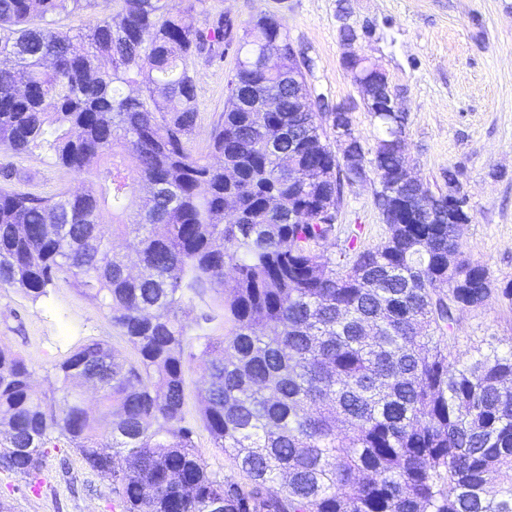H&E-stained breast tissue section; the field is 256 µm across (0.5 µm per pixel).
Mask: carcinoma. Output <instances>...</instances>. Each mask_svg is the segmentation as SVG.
<instances>
[{
    "label": "carcinoma",
    "mask_w": 512,
    "mask_h": 512,
    "mask_svg": "<svg viewBox=\"0 0 512 512\" xmlns=\"http://www.w3.org/2000/svg\"><path fill=\"white\" fill-rule=\"evenodd\" d=\"M81 2L0 0V148L44 149L83 182L45 198L0 190V286L38 298L70 279L137 359L84 344L49 398L0 341V469L40 479L57 433L112 477L123 512H512V350L448 356L491 280L447 209L433 215L417 185L388 180L402 113L366 103L382 137L368 149L347 122L358 168H341L336 121L293 111L301 66L261 16L197 154L193 63L224 39V17L199 28L186 15L206 0H124L76 33L35 22ZM369 172L385 181L388 235L328 257L324 211ZM216 290L231 329L198 335L200 420L244 482L209 471L182 425L181 305ZM83 378L94 411L75 391Z\"/></svg>",
    "instance_id": "obj_1"
}]
</instances>
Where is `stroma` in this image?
<instances>
[{
  "label": "stroma",
  "mask_w": 512,
  "mask_h": 512,
  "mask_svg": "<svg viewBox=\"0 0 512 512\" xmlns=\"http://www.w3.org/2000/svg\"><path fill=\"white\" fill-rule=\"evenodd\" d=\"M205 8L193 24L221 15L229 34L213 54L195 60V150H205L212 128L224 120L227 81L245 28L259 15L275 17L310 61L303 74L312 98L326 112L349 107L369 149L382 131L366 111L343 58L354 51L385 73L398 108L407 114V157L415 175L435 191L444 185L443 171L457 172L472 217L464 249L486 268L495 287L512 282V0H207ZM345 23L357 31L350 46L340 35ZM1 167L10 175L0 176V187L16 192L50 196L81 186L72 172L38 151L16 154L0 148ZM379 189L373 176L346 189L325 253H337L351 232L361 248L384 240L387 226L375 204ZM94 340L123 358L135 357L96 304L65 279L36 299L0 287V341L31 362L40 390L50 391L56 366ZM492 347L512 349V302L497 294L484 307L464 311L457 336L448 342L452 356L463 362ZM201 389L195 363H187L184 423L193 429L208 469L240 479L200 422ZM0 499L11 504L12 512H122L111 478L90 471L62 438L46 456L37 485L0 472Z\"/></svg>",
  "instance_id": "1"
}]
</instances>
